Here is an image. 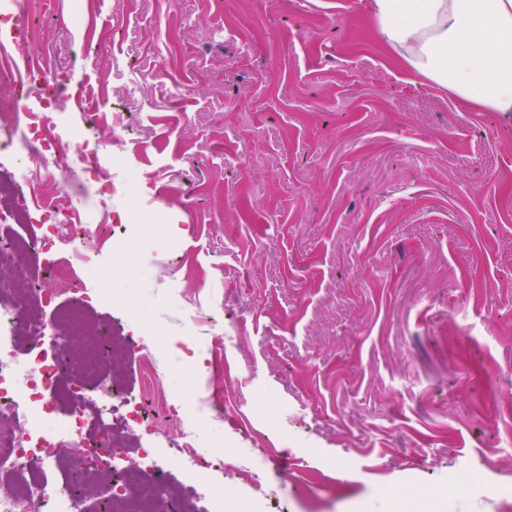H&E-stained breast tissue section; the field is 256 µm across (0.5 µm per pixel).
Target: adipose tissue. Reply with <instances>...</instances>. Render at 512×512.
Listing matches in <instances>:
<instances>
[{
  "mask_svg": "<svg viewBox=\"0 0 512 512\" xmlns=\"http://www.w3.org/2000/svg\"><path fill=\"white\" fill-rule=\"evenodd\" d=\"M378 41L464 107L512 115V0H368Z\"/></svg>",
  "mask_w": 512,
  "mask_h": 512,
  "instance_id": "obj_1",
  "label": "adipose tissue"
}]
</instances>
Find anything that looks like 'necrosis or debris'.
Segmentation results:
<instances>
[{"label":"necrosis or debris","mask_w":512,"mask_h":512,"mask_svg":"<svg viewBox=\"0 0 512 512\" xmlns=\"http://www.w3.org/2000/svg\"><path fill=\"white\" fill-rule=\"evenodd\" d=\"M33 74L0 104V171L13 170L9 182L0 181V268L11 274L0 278V512H77L90 498L101 512H227L224 485L208 488L207 506L199 509L182 494L162 493L150 449H141L137 466L127 462L130 435L152 427L144 389L119 368L141 345L132 332L138 307L117 305L111 329L88 325L92 296L84 283L93 238L59 208H31L24 191L32 165L98 184L104 144L67 125L19 133L32 82L47 80L41 69ZM40 271L55 288L18 291L17 282ZM60 292L69 297L62 309ZM160 403L179 424L167 448L185 462L187 477L227 465L201 444L200 428L183 422L185 413H205L209 392L188 407L165 396Z\"/></svg>","instance_id":"obj_1"}]
</instances>
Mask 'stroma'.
I'll list each match as a JSON object with an SVG mask.
<instances>
[{"mask_svg":"<svg viewBox=\"0 0 512 512\" xmlns=\"http://www.w3.org/2000/svg\"><path fill=\"white\" fill-rule=\"evenodd\" d=\"M366 2L26 0L0 41L35 27L21 55L75 73L65 122L123 131L107 204L76 174L28 201L121 217L88 290L140 295L168 337L217 319L193 339L226 365L216 455H277L268 512H512V117L404 69ZM193 349L124 370L151 357L191 398Z\"/></svg>","mask_w":512,"mask_h":512,"instance_id":"1","label":"stroma"}]
</instances>
